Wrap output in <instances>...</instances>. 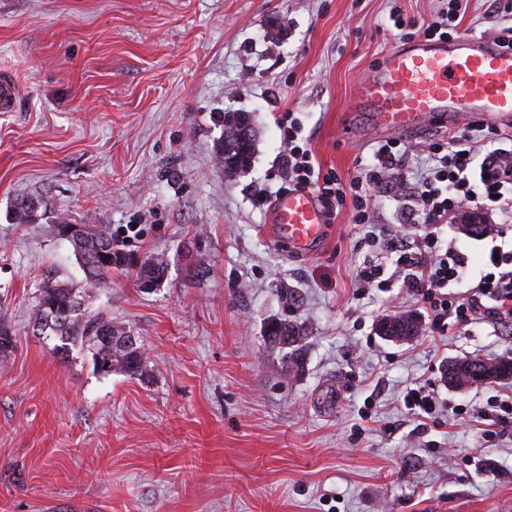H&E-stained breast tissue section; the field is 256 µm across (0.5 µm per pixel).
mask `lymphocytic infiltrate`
<instances>
[{"mask_svg":"<svg viewBox=\"0 0 512 512\" xmlns=\"http://www.w3.org/2000/svg\"><path fill=\"white\" fill-rule=\"evenodd\" d=\"M469 2L448 0L446 12L427 24L411 20L398 8L390 11L389 19L402 38H445L450 27L464 16ZM281 121L286 146L280 162L279 194L314 192L327 216L349 207L353 223L367 224L373 216L376 194L382 191L404 199V223L426 227L424 234L411 241L371 239V247L394 254L395 259L390 266L365 260L355 273L361 288L387 292L395 278H402L408 293L424 309L434 335H450L457 326L481 318L512 316V249L487 259L477 285L461 295L453 287L468 275L467 256L455 247H441L438 233L439 225L472 208L512 211L511 133L463 120L448 137L430 143L437 164L412 183L404 175L409 148L400 139L380 144L362 175L343 177L315 161L306 146L304 125L295 113L285 112Z\"/></svg>","mask_w":512,"mask_h":512,"instance_id":"f902f5d3","label":"lymphocytic infiltrate"}]
</instances>
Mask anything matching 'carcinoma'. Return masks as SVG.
Returning <instances> with one entry per match:
<instances>
[{"mask_svg":"<svg viewBox=\"0 0 512 512\" xmlns=\"http://www.w3.org/2000/svg\"><path fill=\"white\" fill-rule=\"evenodd\" d=\"M240 113L224 114V142L219 145L220 155L227 173L234 174L247 168L254 156V144L242 148L228 132L239 123ZM39 202L22 198L14 205L13 213L20 224H35L38 220ZM74 255L82 268L87 288H107L112 284V270L121 265L126 253L112 238L108 228L95 230L86 237L71 242ZM136 267V280L141 288L159 286L165 278L168 263L161 255H149ZM33 328L47 336H53L59 344L54 354L67 357L74 346L92 351L94 365L103 375L121 372L136 378L144 375L148 356L140 337L123 322L114 321L104 313H95L87 304L86 288H77L66 280L50 278L39 289L37 303L31 316ZM388 330L403 336H419V319L413 314L393 315L382 319ZM269 344L281 350L292 369L304 364L307 336L302 325L279 320L267 329ZM483 359L464 358L452 360L446 368V380L458 375V369L467 365L471 374L482 372Z\"/></svg>","mask_w":512,"mask_h":512,"instance_id":"obj_1","label":"carcinoma"}]
</instances>
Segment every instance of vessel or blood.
Returning <instances> with one entry per match:
<instances>
[{"mask_svg": "<svg viewBox=\"0 0 512 512\" xmlns=\"http://www.w3.org/2000/svg\"><path fill=\"white\" fill-rule=\"evenodd\" d=\"M19 98L17 83L0 77V112L15 111ZM351 109L365 114L366 129L343 125L350 139L453 128L464 116L512 131V50L480 37L395 45L367 71ZM271 221L276 243L302 255L325 236L322 210L308 191L279 197Z\"/></svg>", "mask_w": 512, "mask_h": 512, "instance_id": "obj_1", "label": "vessel or blood"}]
</instances>
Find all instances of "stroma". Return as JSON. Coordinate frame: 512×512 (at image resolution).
Here are the masks:
<instances>
[{"instance_id":"stroma-1","label":"stroma","mask_w":512,"mask_h":512,"mask_svg":"<svg viewBox=\"0 0 512 512\" xmlns=\"http://www.w3.org/2000/svg\"><path fill=\"white\" fill-rule=\"evenodd\" d=\"M419 21L446 0H0V75L21 97L0 112V316L16 342L0 362V512H512V425L459 408L512 396V379L463 392L443 370L460 357L512 358V319H480L447 339L398 344L378 320L422 309L402 283L361 290L369 233L404 230L401 204L378 199L371 224L350 211L326 223L311 255L276 244L283 113H298L316 161L343 176L370 161L339 139L348 107L400 43L393 4ZM492 0H471L452 38L495 37ZM255 116L251 167L216 159L222 116ZM47 205L18 224L23 197ZM116 231L134 258L168 260L143 290L134 270L89 290L90 307L128 323L149 356L144 376L97 372L90 351L67 359L30 324L51 276L86 284L57 217ZM461 220L442 242L480 270L505 237L477 239ZM308 331L299 372L266 341L268 324ZM424 384L443 407L419 426L403 406ZM336 391L325 403L326 388ZM370 419H362L364 407Z\"/></svg>"}]
</instances>
